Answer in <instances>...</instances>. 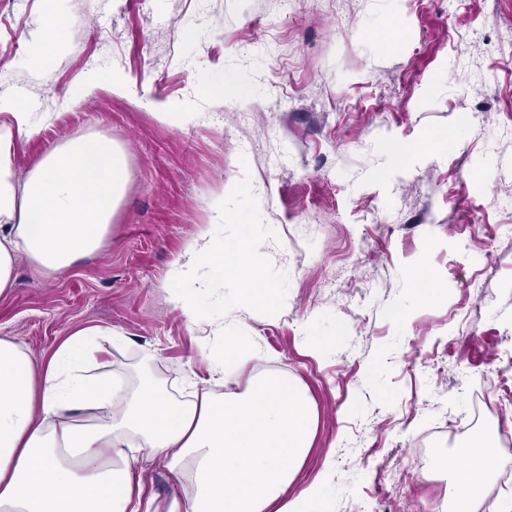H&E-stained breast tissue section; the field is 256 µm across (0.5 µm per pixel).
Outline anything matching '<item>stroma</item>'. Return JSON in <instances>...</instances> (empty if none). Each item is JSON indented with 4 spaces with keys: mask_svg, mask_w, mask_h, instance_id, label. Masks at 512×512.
Instances as JSON below:
<instances>
[{
    "mask_svg": "<svg viewBox=\"0 0 512 512\" xmlns=\"http://www.w3.org/2000/svg\"><path fill=\"white\" fill-rule=\"evenodd\" d=\"M72 31L50 71L28 61L21 34L39 31L44 0L0 8V79L31 104L38 132L13 157L15 184L51 149L111 138L125 155V195L99 252L61 277L19 261L0 297V337L48 360L77 328L112 329L91 367L137 385L143 372L180 396L205 379L202 345L238 337L256 351L224 374L246 393L259 364L300 385L317 422L302 490L324 476L325 512H434L448 474L418 466L420 437L444 414L468 413L463 372L490 400L512 395V0H58ZM457 33L450 41L449 33ZM101 84L80 101L87 75ZM251 89L216 99L215 76ZM119 87H112V80ZM177 104L178 120L161 119ZM486 120L487 137L472 122ZM393 142L414 144L403 160ZM248 211L249 230L211 221ZM221 243L249 234L273 314L215 281L198 319L170 274L202 231ZM441 290L417 295L416 269ZM489 277L486 293L470 280ZM154 512L193 493L150 461Z\"/></svg>",
    "mask_w": 512,
    "mask_h": 512,
    "instance_id": "1",
    "label": "stroma"
}]
</instances>
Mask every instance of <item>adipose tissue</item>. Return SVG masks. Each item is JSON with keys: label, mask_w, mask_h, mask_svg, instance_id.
Wrapping results in <instances>:
<instances>
[{"label": "adipose tissue", "mask_w": 512, "mask_h": 512, "mask_svg": "<svg viewBox=\"0 0 512 512\" xmlns=\"http://www.w3.org/2000/svg\"><path fill=\"white\" fill-rule=\"evenodd\" d=\"M70 35L47 9L35 64L49 67ZM29 109L26 99L0 95V296L13 287L18 259L58 277L96 253L127 182L122 151L101 136L57 146L15 185V139L36 133ZM172 278L196 290L180 300L190 317L196 294L219 278L266 310L277 308L245 238L220 245L201 233ZM101 333L74 330L43 364L0 338V512H142L145 458L174 476L193 474V496L172 502L169 512H321L322 482L288 494L315 428L299 386L269 375L243 395L217 396L201 386L189 400L146 378L130 389L91 373L87 360ZM505 465L488 442L469 445L448 480L453 512H512V496L485 500Z\"/></svg>", "instance_id": "1"}]
</instances>
